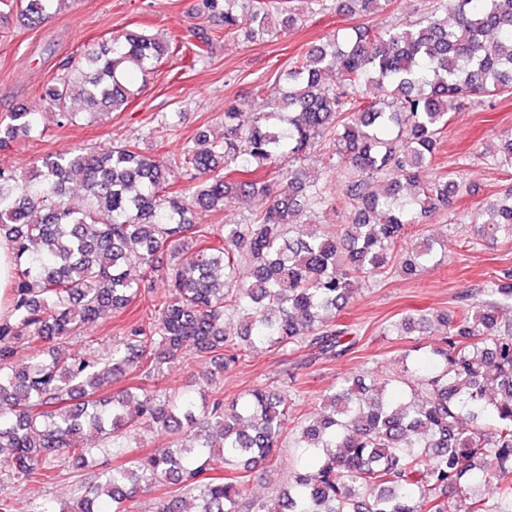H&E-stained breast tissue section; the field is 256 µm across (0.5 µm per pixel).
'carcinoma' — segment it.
Listing matches in <instances>:
<instances>
[{"label": "carcinoma", "mask_w": 512, "mask_h": 512, "mask_svg": "<svg viewBox=\"0 0 512 512\" xmlns=\"http://www.w3.org/2000/svg\"><path fill=\"white\" fill-rule=\"evenodd\" d=\"M61 2L0 0V22L14 12L36 26ZM235 2L197 0L196 12L221 18L226 35L273 34L282 0H249L244 13ZM346 2L369 16L388 0ZM443 8V16L362 24L341 42L326 39L292 62L281 100L247 126L236 105H225L224 137L199 132L184 148L188 185L178 195L167 192L169 164L133 140L105 152L64 151L27 174L0 168V240L16 262L13 318L0 321V477L51 484L63 462L93 474L68 505L43 501L30 512H127L138 493L168 481L198 502L194 512H265L246 482L288 431V392L255 387L226 403L139 385L114 393L112 383L152 377L187 348L202 358L223 351L220 371L259 345L334 357L350 335L337 312L392 257L410 276L440 262L443 244L430 238L401 246L408 226L439 210L455 214L458 184L422 182L420 169L434 162L448 114L512 94V0H444ZM177 47L143 31L113 36L62 61L45 99L70 123L121 112L139 94L130 71L159 67ZM208 48L200 38L181 56L185 67L204 61ZM332 72L338 83L329 87ZM367 88L381 96H365ZM181 118L156 114L155 132L176 130ZM36 129V110L10 113L0 122V151ZM319 138L343 173L345 224L301 218L305 207L327 203L301 171ZM258 169L278 185L224 175ZM375 176L385 179L380 194L368 191ZM258 194L268 205L252 223L225 221L216 245L201 238L195 207L221 211ZM469 221L482 239L512 240V190ZM193 242L190 259L160 264V254L175 258ZM129 254L140 265L127 264ZM152 272L168 291L151 326H131L104 355L57 354L84 325L142 297ZM486 293L461 299L452 315L407 314L393 324L402 336L432 324L439 338L404 354L399 372L369 383L348 378L325 398L320 418L294 442L302 455L281 489L284 512H512V321H499L512 309V272ZM228 315L243 321L237 336L224 334ZM141 424L175 435L173 444L136 454L131 434ZM89 437L123 462L96 469ZM478 485L495 496L478 495ZM157 512H186V501L170 495Z\"/></svg>", "instance_id": "1"}]
</instances>
